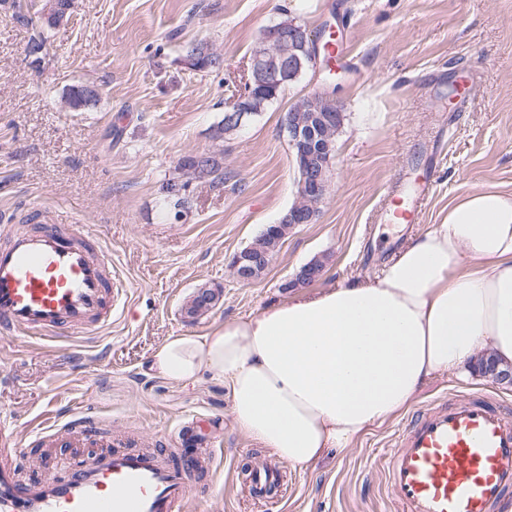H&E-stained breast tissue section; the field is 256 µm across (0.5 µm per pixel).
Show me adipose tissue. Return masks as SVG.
I'll list each match as a JSON object with an SVG mask.
<instances>
[{"label": "adipose tissue", "instance_id": "obj_1", "mask_svg": "<svg viewBox=\"0 0 512 512\" xmlns=\"http://www.w3.org/2000/svg\"><path fill=\"white\" fill-rule=\"evenodd\" d=\"M484 349L512 366V194L492 187L450 204L374 277L168 337L151 368L174 386L219 381L238 429L303 470Z\"/></svg>", "mask_w": 512, "mask_h": 512}]
</instances>
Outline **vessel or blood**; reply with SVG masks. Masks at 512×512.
I'll return each mask as SVG.
<instances>
[{
    "mask_svg": "<svg viewBox=\"0 0 512 512\" xmlns=\"http://www.w3.org/2000/svg\"><path fill=\"white\" fill-rule=\"evenodd\" d=\"M433 189L427 179L392 187L386 222L415 223ZM0 232L7 237L0 245L1 336L54 340L64 330L92 335L111 325L122 290L95 225L18 231L5 224ZM183 436L194 449L169 457L147 444L114 449L111 431L88 413L46 426L43 445L76 448L79 456L65 477L27 482L0 464V512H185L197 475L213 472L216 454L195 425L184 426ZM379 463L400 512H497L512 491V417L484 398L438 403L416 414ZM282 483V466L270 461L253 467L248 488L260 501L266 486Z\"/></svg>",
    "mask_w": 512,
    "mask_h": 512,
    "instance_id": "vessel-or-blood-1",
    "label": "vessel or blood"
}]
</instances>
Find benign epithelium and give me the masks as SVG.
Returning <instances> with one entry per match:
<instances>
[{"instance_id": "obj_1", "label": "benign epithelium", "mask_w": 512, "mask_h": 512, "mask_svg": "<svg viewBox=\"0 0 512 512\" xmlns=\"http://www.w3.org/2000/svg\"><path fill=\"white\" fill-rule=\"evenodd\" d=\"M263 42L274 43L273 50L263 47L255 51L250 60V75L246 80L248 88H256L257 94L276 95L277 90L296 79L303 67V59L319 56L320 48L308 31L300 24L286 20L266 30ZM242 98L235 96L225 106L229 112L228 124L231 130L242 129L255 113L241 106ZM331 105L335 112L320 116L313 124H299L288 113L284 125L288 130L289 146L299 158L312 160L302 169L301 178L297 182L299 195L313 197L320 201L327 194L330 175L333 169L335 146L330 136L335 121L342 112V105L333 98ZM317 210L292 209L283 219L285 224H312L315 222ZM272 256L256 252L250 247L236 252L231 260V267L237 277L243 281H251L260 276L271 262ZM321 273L318 260L314 259L295 273L293 279L285 287H299L314 281Z\"/></svg>"}]
</instances>
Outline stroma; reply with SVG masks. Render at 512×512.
<instances>
[{"instance_id": "obj_1", "label": "stroma", "mask_w": 512, "mask_h": 512, "mask_svg": "<svg viewBox=\"0 0 512 512\" xmlns=\"http://www.w3.org/2000/svg\"><path fill=\"white\" fill-rule=\"evenodd\" d=\"M13 13L11 0H0V221L97 225L124 289L98 335L0 340V421L30 444L16 463L21 479L68 469L71 449L30 443L44 413L61 425L93 413L166 453L180 451L179 430L194 419L217 442V468L203 477L192 512H387L373 452L391 447L417 411L479 396L512 413V387L440 375L411 409L351 448L292 471L285 496L256 502L244 483L267 453L237 431L223 386L206 376L176 387L150 369L168 337L201 335L285 301L286 282L311 260L323 262V285L376 274L440 223L449 203L486 186L512 192V0H74L69 17L48 29ZM288 18L315 37L330 23L349 40V63L335 75L346 120L315 223L292 226L246 284L231 258L296 197L284 116L325 88L324 61L223 141L212 129L264 29ZM37 28L46 37L38 63L26 51ZM199 42L222 56V68L187 67L185 48ZM464 69L475 91L452 112L448 97ZM80 85L98 91L96 106L69 107L68 91ZM219 148L223 186L191 181L185 210L166 198L162 186L182 156ZM427 171L436 189L416 223H383L390 186ZM205 284L219 299L189 316Z\"/></svg>"}]
</instances>
